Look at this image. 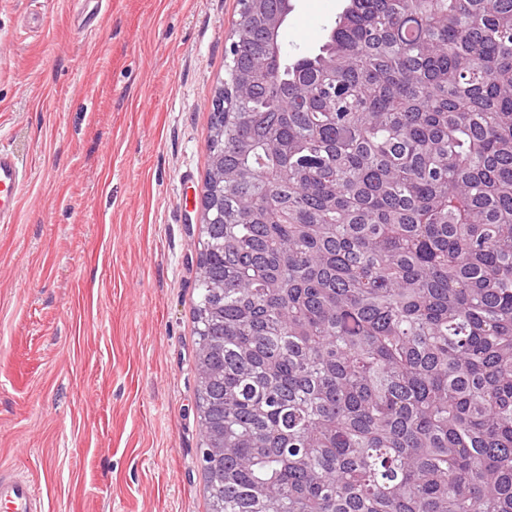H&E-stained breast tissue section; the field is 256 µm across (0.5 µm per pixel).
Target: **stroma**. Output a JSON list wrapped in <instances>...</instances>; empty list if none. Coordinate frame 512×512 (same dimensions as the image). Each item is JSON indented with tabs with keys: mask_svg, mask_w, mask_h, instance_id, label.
Returning <instances> with one entry per match:
<instances>
[{
	"mask_svg": "<svg viewBox=\"0 0 512 512\" xmlns=\"http://www.w3.org/2000/svg\"><path fill=\"white\" fill-rule=\"evenodd\" d=\"M315 52L345 0H292ZM238 0H0V143L29 169L0 223V469L49 512H207L195 258L211 92ZM77 4H80L79 14L83 16L79 27L83 33L92 35L98 28L102 0H78Z\"/></svg>",
	"mask_w": 512,
	"mask_h": 512,
	"instance_id": "1",
	"label": "stroma"
}]
</instances>
